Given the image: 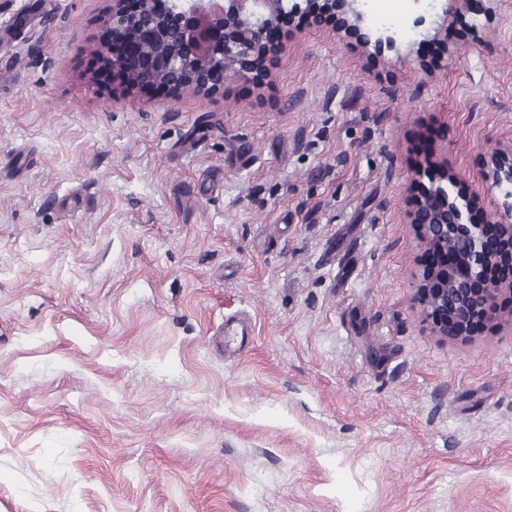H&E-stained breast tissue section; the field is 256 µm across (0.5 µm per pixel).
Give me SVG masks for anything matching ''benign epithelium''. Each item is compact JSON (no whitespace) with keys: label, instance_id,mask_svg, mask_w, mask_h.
Returning a JSON list of instances; mask_svg holds the SVG:
<instances>
[{"label":"benign epithelium","instance_id":"benign-epithelium-1","mask_svg":"<svg viewBox=\"0 0 512 512\" xmlns=\"http://www.w3.org/2000/svg\"><path fill=\"white\" fill-rule=\"evenodd\" d=\"M127 0H112V10L104 19L112 36L126 40L125 33L135 34L140 41L150 43L156 37L153 24H145L139 12L126 9ZM267 0H172L163 14V25L175 31L179 47L167 53L143 56L140 75L123 78L124 92L154 83L157 72L187 71L196 62L209 63V69L191 75V86L206 92L224 83L227 69L224 59L232 57L238 72L256 80L262 75L261 62L271 52L267 37L278 20L293 16L306 5L313 9L317 20L337 18L339 23L361 33L364 12L359 0H292L286 10L266 18ZM487 178L497 188L507 187L502 203L503 215L491 224L468 221L466 213L472 202L458 203L448 191L457 178L443 172L424 189L416 200L412 223L436 224L437 240L448 236L462 238L467 245L466 261L470 271L468 294L481 305L458 315L448 307V289L435 288L437 265L427 263L421 272L420 301L426 318L439 336L466 337L471 323L480 318L494 323L503 316L512 317V283L497 279L494 264L512 267V157L499 154Z\"/></svg>","mask_w":512,"mask_h":512}]
</instances>
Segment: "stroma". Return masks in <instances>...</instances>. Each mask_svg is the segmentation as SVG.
I'll return each instance as SVG.
<instances>
[{
  "label": "stroma",
  "mask_w": 512,
  "mask_h": 512,
  "mask_svg": "<svg viewBox=\"0 0 512 512\" xmlns=\"http://www.w3.org/2000/svg\"><path fill=\"white\" fill-rule=\"evenodd\" d=\"M375 3L116 98L111 0H0V512H512V322L432 333L409 217L431 163L501 208L512 0Z\"/></svg>",
  "instance_id": "1"
}]
</instances>
